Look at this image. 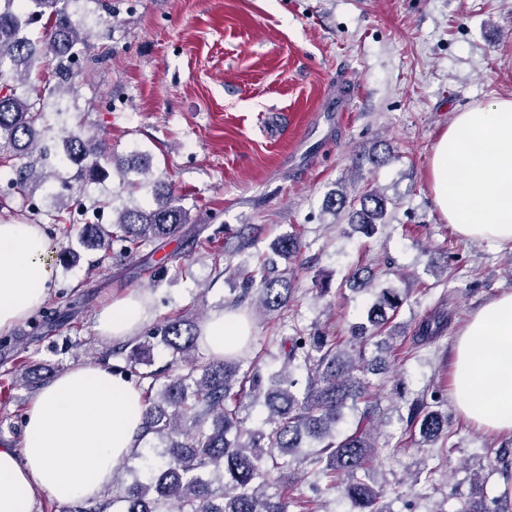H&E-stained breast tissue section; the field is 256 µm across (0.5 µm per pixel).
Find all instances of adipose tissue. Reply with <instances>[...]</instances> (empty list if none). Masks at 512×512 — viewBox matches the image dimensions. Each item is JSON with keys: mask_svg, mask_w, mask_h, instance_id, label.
Returning <instances> with one entry per match:
<instances>
[{"mask_svg": "<svg viewBox=\"0 0 512 512\" xmlns=\"http://www.w3.org/2000/svg\"><path fill=\"white\" fill-rule=\"evenodd\" d=\"M435 205L469 240L512 243V99L455 113L429 163ZM53 240L38 224H0V334L41 306L54 278ZM153 316L144 293L113 302L96 330L134 336ZM236 312L212 314L201 343L223 358L248 335ZM452 396L486 432L512 436V292L475 310L452 351ZM144 396L108 361L74 366L41 386L23 415L19 445H0V512H33L39 495L100 498L115 466L144 439Z\"/></svg>", "mask_w": 512, "mask_h": 512, "instance_id": "obj_1", "label": "adipose tissue"}]
</instances>
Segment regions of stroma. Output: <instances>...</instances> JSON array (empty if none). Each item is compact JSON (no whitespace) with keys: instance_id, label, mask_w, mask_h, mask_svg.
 I'll use <instances>...</instances> for the list:
<instances>
[{"instance_id":"stroma-1","label":"stroma","mask_w":512,"mask_h":512,"mask_svg":"<svg viewBox=\"0 0 512 512\" xmlns=\"http://www.w3.org/2000/svg\"><path fill=\"white\" fill-rule=\"evenodd\" d=\"M75 77L59 95L66 114H47V144L82 125L112 151L109 179L73 191L83 212L50 201L69 163L34 196L8 189L0 166V223L39 224L60 251L42 306L0 335V375L29 359L53 377L110 358L112 339L96 316L131 293L150 295L158 327L173 314L224 310L240 283L237 265H258L271 243L297 236L301 250L288 275L290 301L273 317L253 316L245 363L278 370L280 343L298 332L344 337L376 293L396 288L407 300L391 335L409 336L426 318L445 315L435 342L406 358L369 345L383 370L368 374L377 452L371 480L385 488L389 512H458L475 473L495 494L488 464L504 437L479 431L447 403L448 436L424 447L406 425L409 404L449 393L460 328L491 298L512 292V247L462 239L436 209L428 176L433 148L455 113L512 98V0H106ZM353 86L350 112L336 122V78ZM167 188L190 215L188 231L160 249L123 262L83 244L87 212L105 197L114 208H149ZM388 199L374 234L352 224L349 209L329 211L328 197L365 192ZM222 229V250L198 240ZM34 390L0 388V443L18 444ZM163 443L148 436L117 468L115 490L148 482ZM305 441L289 497L315 512H351L348 500ZM427 457L432 476L418 474Z\"/></svg>"}]
</instances>
